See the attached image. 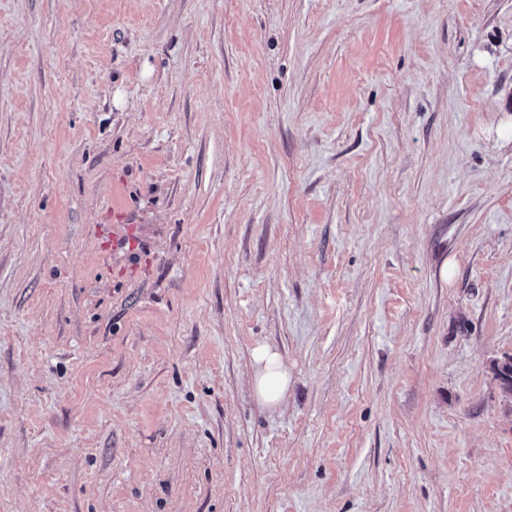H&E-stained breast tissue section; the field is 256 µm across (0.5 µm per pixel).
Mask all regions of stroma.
<instances>
[{"instance_id":"obj_1","label":"stroma","mask_w":512,"mask_h":512,"mask_svg":"<svg viewBox=\"0 0 512 512\" xmlns=\"http://www.w3.org/2000/svg\"><path fill=\"white\" fill-rule=\"evenodd\" d=\"M509 125L512 0H0V512H512ZM252 388L257 401L270 409L279 408L288 391V367L281 354L266 344L252 351Z\"/></svg>"}]
</instances>
